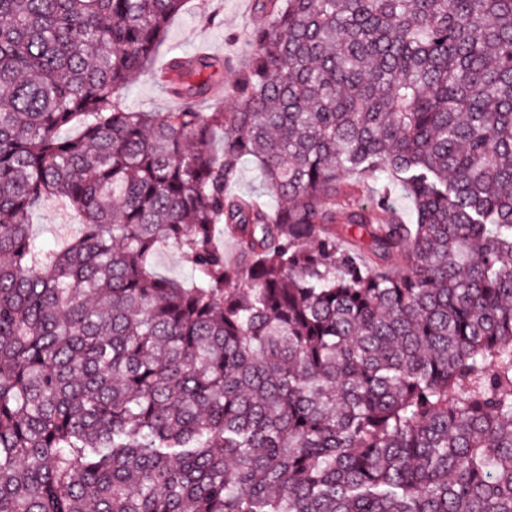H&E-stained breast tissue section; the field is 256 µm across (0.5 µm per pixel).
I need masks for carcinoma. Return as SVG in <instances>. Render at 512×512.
Here are the masks:
<instances>
[{
	"label": "carcinoma",
	"instance_id": "obj_1",
	"mask_svg": "<svg viewBox=\"0 0 512 512\" xmlns=\"http://www.w3.org/2000/svg\"><path fill=\"white\" fill-rule=\"evenodd\" d=\"M185 2L0 0V512H512V0H257L232 109ZM125 98L126 104L136 110L169 112L179 105V101L167 94L150 74L141 76L127 92ZM232 192L243 196H258L261 192L260 180L256 168L249 162L243 166L242 174ZM75 231L68 208L58 200L48 201L35 215L32 233L45 252L53 251ZM155 271L168 279L186 283L192 277V271L179 252L169 246L157 248L151 257Z\"/></svg>",
	"mask_w": 512,
	"mask_h": 512
}]
</instances>
